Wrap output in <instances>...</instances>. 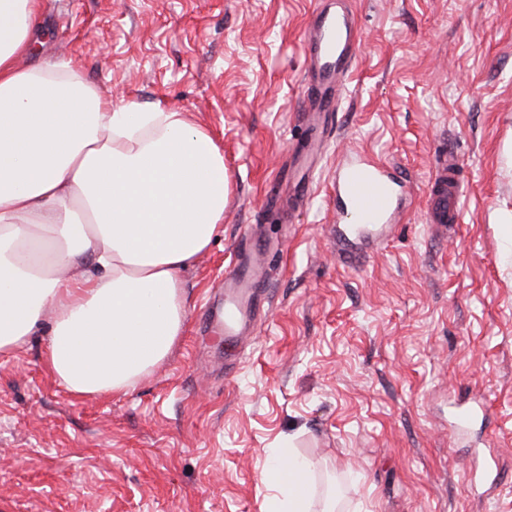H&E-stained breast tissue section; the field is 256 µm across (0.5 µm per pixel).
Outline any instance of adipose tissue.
Listing matches in <instances>:
<instances>
[{
  "label": "adipose tissue",
  "instance_id": "ef3b65f1",
  "mask_svg": "<svg viewBox=\"0 0 512 512\" xmlns=\"http://www.w3.org/2000/svg\"><path fill=\"white\" fill-rule=\"evenodd\" d=\"M37 0H0V353L47 328L73 395L128 391L181 335V273L224 222L213 134L179 112L114 104L67 64L19 66ZM266 512H312L307 460L262 471Z\"/></svg>",
  "mask_w": 512,
  "mask_h": 512
}]
</instances>
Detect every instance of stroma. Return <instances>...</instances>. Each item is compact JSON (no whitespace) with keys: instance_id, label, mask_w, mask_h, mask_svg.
<instances>
[{"instance_id":"obj_1","label":"stroma","mask_w":512,"mask_h":512,"mask_svg":"<svg viewBox=\"0 0 512 512\" xmlns=\"http://www.w3.org/2000/svg\"><path fill=\"white\" fill-rule=\"evenodd\" d=\"M26 63L208 127L233 191L184 270V330L128 392L74 397L32 337L0 354V512H263L294 447L339 512H512V0H352L362 31L312 180L302 30L317 0H39ZM461 223L427 224L441 145ZM361 151L408 191L368 253L336 250L334 180ZM276 240L247 336L206 333L244 237ZM483 404L460 427L458 406Z\"/></svg>"}]
</instances>
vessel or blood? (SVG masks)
I'll use <instances>...</instances> for the list:
<instances>
[{
	"label": "vessel or blood",
	"mask_w": 512,
	"mask_h": 512,
	"mask_svg": "<svg viewBox=\"0 0 512 512\" xmlns=\"http://www.w3.org/2000/svg\"><path fill=\"white\" fill-rule=\"evenodd\" d=\"M302 42L309 60L313 109L335 111L356 58L357 24L348 0H321ZM461 193L455 164L447 153H440L426 189L427 223L437 227L459 223ZM404 198V188L396 186L385 164L362 155L345 161L336 175V207L344 219L342 237L370 243L373 231L399 223ZM266 262L264 249H241L224 277V312L208 315L212 331L228 337L243 335L258 311Z\"/></svg>",
	"instance_id": "b4317fda"
}]
</instances>
